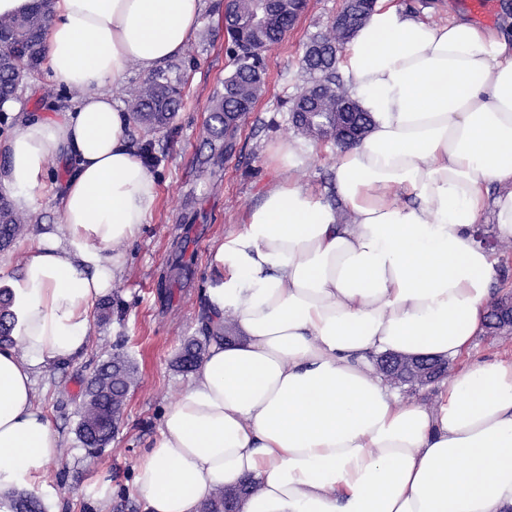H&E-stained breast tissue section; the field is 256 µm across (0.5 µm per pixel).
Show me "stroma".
Listing matches in <instances>:
<instances>
[{"label": "stroma", "instance_id": "obj_1", "mask_svg": "<svg viewBox=\"0 0 512 512\" xmlns=\"http://www.w3.org/2000/svg\"><path fill=\"white\" fill-rule=\"evenodd\" d=\"M342 5V0H308L294 29L264 52L265 90L242 119L234 151L217 166L203 162L209 152L205 140L209 111L223 89L230 61L223 12L211 8L201 15L187 47L184 105L172 132L155 135L163 150L152 169L158 178L157 207L141 238L126 248L125 272L112 285V318L105 324L92 323L82 357L36 379V400L62 445L47 477L29 486L49 512H94L88 490L105 480L112 488L110 512H142L140 505L128 502L133 466L155 437L162 412L182 391L186 375L173 360L184 341L200 333V301L213 279V246L241 229L264 188L281 178V171L267 161L268 149L287 140L301 142L289 112L290 99L307 79L300 59L309 39L327 30ZM50 83L47 69L28 75L18 91L24 110L51 117L72 104L71 94L65 92L45 99ZM313 148V155L294 175L304 185L333 193L334 158L324 142H315ZM181 248L188 269L176 286L165 288ZM116 351L134 362L139 381L129 392L111 445L93 457L76 439L77 412L94 368Z\"/></svg>", "mask_w": 512, "mask_h": 512}]
</instances>
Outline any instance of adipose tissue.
<instances>
[{
    "mask_svg": "<svg viewBox=\"0 0 512 512\" xmlns=\"http://www.w3.org/2000/svg\"><path fill=\"white\" fill-rule=\"evenodd\" d=\"M217 0H55L47 68L72 106L14 108L0 193L31 208L48 159L69 176L57 222L9 281L16 345L0 347V491L28 485L60 438L35 377L82 356L124 249L158 201L111 87L182 56ZM372 118L332 150L337 203L289 177L312 150L280 143L243 227L212 251V340L133 469L142 512H201L251 477L240 512H512V357L472 343L499 276L477 225L512 239V28L434 24L395 0L344 45ZM460 361L437 404L403 399L376 356Z\"/></svg>",
    "mask_w": 512,
    "mask_h": 512,
    "instance_id": "obj_1",
    "label": "adipose tissue"
}]
</instances>
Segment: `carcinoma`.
<instances>
[{"instance_id": "carcinoma-1", "label": "carcinoma", "mask_w": 512, "mask_h": 512, "mask_svg": "<svg viewBox=\"0 0 512 512\" xmlns=\"http://www.w3.org/2000/svg\"><path fill=\"white\" fill-rule=\"evenodd\" d=\"M357 22L349 27L331 23L325 33L312 36L317 45L314 55L303 54L301 69L310 81L292 99L291 112H318L312 121L294 123L304 137L336 141V133L348 123L350 141L360 139L371 118L360 106L344 119L340 105L350 92L338 71V53L371 13L367 0H351ZM307 8V0H231L225 14L232 23L225 27L232 69L224 78L223 91L215 96L210 109V135L225 139L234 130L232 112H249L257 101L265 81L262 53L280 43L293 27L296 14ZM51 21V0H35L25 14L0 17V112L16 98V92L29 73L42 61L44 33ZM183 63L175 62L146 78L129 102L133 120L144 130L147 140L139 147V157L148 167L156 165L154 142L148 136L170 128L182 103ZM31 218L15 209L12 201L0 194V248L9 247L27 230ZM9 290L0 289V345L15 343L16 313ZM200 338L185 341L176 357V367L189 372L205 358L211 338L231 333L230 321L213 329L207 308H202ZM136 369L128 358L113 353L93 371L85 388L86 410L80 412L75 434L83 447L94 451L108 447L123 413L125 395L134 383ZM253 481L245 480L233 488L214 492L203 504L202 512H238L239 502L249 495ZM0 512H46L39 496L27 490L0 492Z\"/></svg>"}]
</instances>
